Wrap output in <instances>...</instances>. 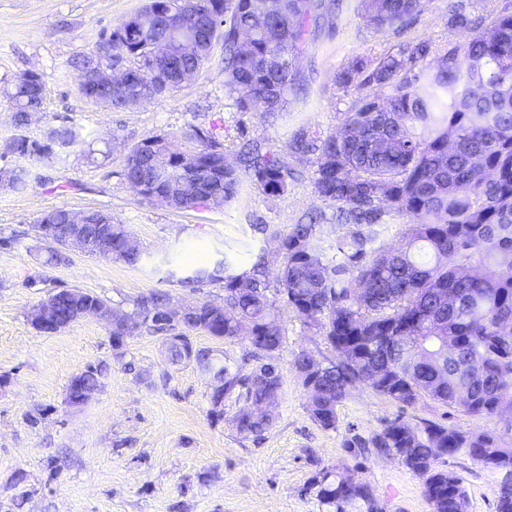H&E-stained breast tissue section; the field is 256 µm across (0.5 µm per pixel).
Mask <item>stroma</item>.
<instances>
[{"mask_svg": "<svg viewBox=\"0 0 512 512\" xmlns=\"http://www.w3.org/2000/svg\"><path fill=\"white\" fill-rule=\"evenodd\" d=\"M145 2L0 0V92L20 73L37 70L45 102L26 135L38 139L47 127L67 124L81 138L23 162L31 171L25 190L0 186V237L14 239L0 246V512H328L310 487L326 467L354 469L383 512H431L419 478L397 458L354 454L345 440L369 436L400 415L466 432L502 431L512 416L473 415L427 398L403 410L360 385L340 406L336 429H322L309 415V393L291 362L302 351L322 358L332 349L319 330L279 304L283 342L276 361L283 395L263 435L246 436L232 422L235 397H226L223 416H215L210 377L192 363L170 364L163 333L140 328L116 347L103 322L87 318L46 335L31 326L28 314L53 292L73 287L124 311L155 291L167 292L175 305L222 302L221 284L185 288L180 277L223 261L230 242L238 251L236 270H248L260 254L277 249L254 225L284 232L311 212L323 215L316 249L334 255L344 229L334 221V206L314 192L312 157H289L301 175L280 196L246 184L224 208L195 212L136 196L121 176L126 153L150 137L184 149L193 127H217L230 152L244 140L283 150L302 128L328 135L358 103L354 87L338 82L341 70L422 41L431 44L427 62L435 64L437 55L466 38L450 22L455 10L485 31L512 11V0H425L409 25L381 30L366 26L360 0H342L313 29L295 64L288 103L274 120L237 109L218 51L161 101L107 111L84 98L77 59ZM59 206L109 213L136 240L141 263L131 267L76 251L68 265H44L33 226ZM91 366L103 367L102 385L87 404L71 407L69 382ZM438 466L462 479L469 512H494V471L466 456L441 457Z\"/></svg>", "mask_w": 512, "mask_h": 512, "instance_id": "35a3bbf8", "label": "stroma"}]
</instances>
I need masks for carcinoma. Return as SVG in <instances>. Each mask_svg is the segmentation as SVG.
Wrapping results in <instances>:
<instances>
[{
    "instance_id": "1",
    "label": "carcinoma",
    "mask_w": 512,
    "mask_h": 512,
    "mask_svg": "<svg viewBox=\"0 0 512 512\" xmlns=\"http://www.w3.org/2000/svg\"><path fill=\"white\" fill-rule=\"evenodd\" d=\"M191 4L188 22L176 29L155 17L151 6L130 15L112 33V49L133 75L112 92V109L159 101L182 84L170 69L197 72L216 45L224 51L225 87L236 95L241 112L268 117L287 103L295 60L309 35L310 21L330 10L327 0H179ZM424 0H362L363 18L374 28L404 25L419 15ZM178 37L196 41L198 52L174 61L153 52L158 43ZM431 52L420 42L390 53L366 69L362 63L340 74V81L365 93L336 132L316 137L300 132L288 145L300 158L315 156L317 196L336 206L337 224L347 228L336 241V255L318 252L317 217L282 233L270 224L255 232L279 241L281 263L270 271L265 256L250 272L195 270L180 279L184 287L220 282L224 300L201 303L190 322L175 318L165 293L140 297L127 314L130 328L112 330L120 346L127 330L145 327L167 332L169 362H194L224 387L211 393L213 412L234 394L239 407L236 430L258 437L272 422L269 409L282 395L284 377L275 360L283 334L267 291L275 283L284 307L310 328L323 332L336 358L323 373L312 370L319 358L303 351L292 361L296 376L311 386L309 414L321 428L336 429L338 408L351 388L373 392L413 407L422 398L458 407L474 415H512V331L495 325L512 314V13L495 21L492 33L473 35L442 54L434 66H422ZM42 77L20 73L5 96L13 111L16 155L43 157L37 141L21 133L44 97L32 94ZM58 145L75 144L74 127H51ZM455 148L448 149V137ZM200 161L182 174L202 182L209 194L179 208L206 211L234 199L249 182L268 196L288 188L293 176L281 152L256 142L243 144L224 172L213 173L214 149H224L213 130L186 133ZM174 158L162 139L147 138L143 148ZM122 176L135 195L146 198L156 172L126 159ZM390 214L410 218L405 247L395 252L381 238ZM88 252L136 265L140 251L112 242ZM274 281H269V274ZM61 312L79 304L92 309L103 299L74 289L57 293ZM201 330L216 338L247 337L256 364L230 365L213 349L198 348L181 329ZM100 367L74 376L67 399L101 386ZM348 448H379L396 457L421 481L432 512H467L468 495L459 477L437 466L441 456H467L503 476L495 512H512V442L494 432H463L425 420L413 425L399 415L367 438L353 436ZM318 499L346 512L362 504L377 512L372 488L349 468L323 469L312 479Z\"/></svg>"
}]
</instances>
